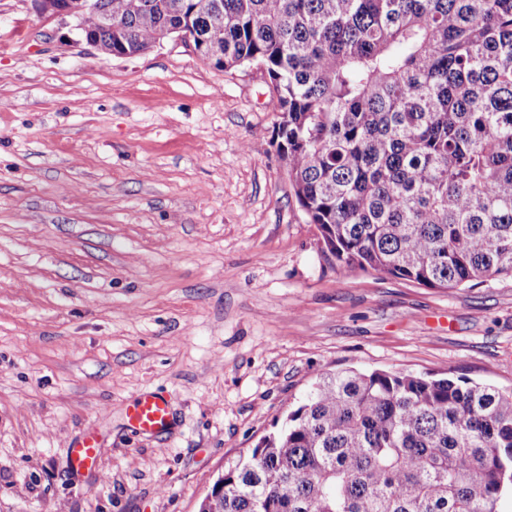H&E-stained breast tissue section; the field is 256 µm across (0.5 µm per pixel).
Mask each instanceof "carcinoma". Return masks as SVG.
Segmentation results:
<instances>
[{
  "label": "carcinoma",
  "instance_id": "cac0c4a2",
  "mask_svg": "<svg viewBox=\"0 0 512 512\" xmlns=\"http://www.w3.org/2000/svg\"><path fill=\"white\" fill-rule=\"evenodd\" d=\"M121 56L170 35L259 64L323 253L428 288L512 277V0H96ZM512 393L442 374L324 376L224 466L211 512H497Z\"/></svg>",
  "mask_w": 512,
  "mask_h": 512
}]
</instances>
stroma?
Listing matches in <instances>:
<instances>
[{"mask_svg": "<svg viewBox=\"0 0 512 512\" xmlns=\"http://www.w3.org/2000/svg\"><path fill=\"white\" fill-rule=\"evenodd\" d=\"M268 78L177 37L120 57L0 0V512H198L321 376L512 392V278L428 288L326 260ZM165 396L167 434L127 408ZM95 467L70 466L86 433Z\"/></svg>", "mask_w": 512, "mask_h": 512, "instance_id": "1", "label": "stroma"}]
</instances>
